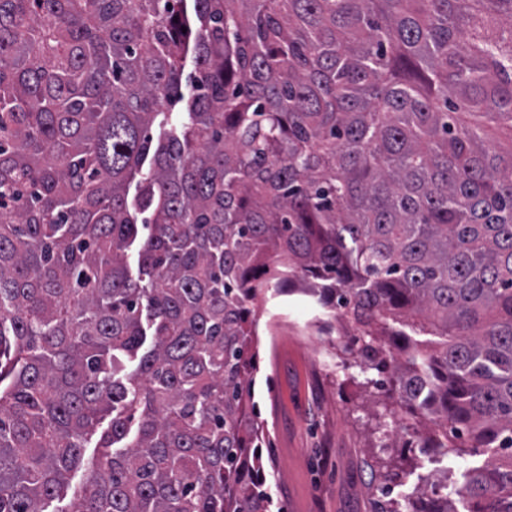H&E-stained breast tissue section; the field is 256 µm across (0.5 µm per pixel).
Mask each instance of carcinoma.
<instances>
[{"label": "carcinoma", "instance_id": "carcinoma-1", "mask_svg": "<svg viewBox=\"0 0 512 512\" xmlns=\"http://www.w3.org/2000/svg\"><path fill=\"white\" fill-rule=\"evenodd\" d=\"M488 123L512 140V0H0V512H273L271 288L333 311L422 452L487 456L463 512H512Z\"/></svg>", "mask_w": 512, "mask_h": 512}]
</instances>
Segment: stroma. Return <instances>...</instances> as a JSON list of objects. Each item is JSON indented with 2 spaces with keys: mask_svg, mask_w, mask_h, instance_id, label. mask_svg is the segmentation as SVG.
<instances>
[{
  "mask_svg": "<svg viewBox=\"0 0 512 512\" xmlns=\"http://www.w3.org/2000/svg\"><path fill=\"white\" fill-rule=\"evenodd\" d=\"M327 316L311 297L290 292L271 299L259 321L254 412L264 428L265 474L283 512H377L382 473L410 463L415 469L395 482L392 499L414 496L422 478L447 469L453 484L436 490L454 494L475 458L431 460L417 437L398 447L415 418L371 386L372 371L354 362L319 366L324 350L304 341L308 323Z\"/></svg>",
  "mask_w": 512,
  "mask_h": 512,
  "instance_id": "obj_1",
  "label": "stroma"
}]
</instances>
